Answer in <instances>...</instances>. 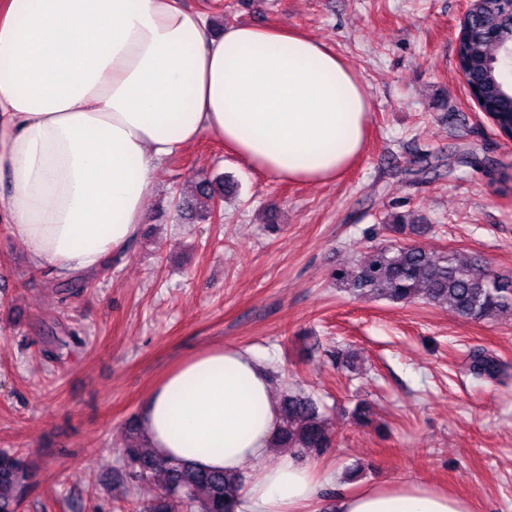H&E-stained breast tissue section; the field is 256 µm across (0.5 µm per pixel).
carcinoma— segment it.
I'll use <instances>...</instances> for the list:
<instances>
[{
    "label": "carcinoma",
    "instance_id": "cac0c4a2",
    "mask_svg": "<svg viewBox=\"0 0 512 512\" xmlns=\"http://www.w3.org/2000/svg\"><path fill=\"white\" fill-rule=\"evenodd\" d=\"M499 31L490 40L486 31ZM512 44V22L489 11L473 18L470 32L458 52L460 63L470 65L469 85L488 111H498L501 136L512 137V64L503 48ZM199 195L208 201L207 218L224 199V178H203ZM388 233L406 237L415 231L404 216L391 215ZM336 284L354 297L380 298L392 304L416 301L446 303L459 316L494 321L512 314V276L498 273L478 257L462 260L450 251H431L417 243L379 245L353 266L336 271ZM469 371L480 381H495L507 365L484 349L470 354ZM281 424L273 445L301 459L321 455L333 445L323 412L313 395L287 389L278 404ZM124 467L136 479L161 476L162 492L148 512H230L244 487L242 475L205 471L186 460L173 459L149 447L146 441L123 449ZM35 465L27 458L0 453V512H17L26 497L24 486Z\"/></svg>",
    "mask_w": 512,
    "mask_h": 512
}]
</instances>
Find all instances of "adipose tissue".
<instances>
[{
	"mask_svg": "<svg viewBox=\"0 0 512 512\" xmlns=\"http://www.w3.org/2000/svg\"><path fill=\"white\" fill-rule=\"evenodd\" d=\"M370 101L334 51L285 24L222 34L180 0H0V220L36 266L99 272L148 220L164 157L211 135L250 170L336 180L364 151ZM159 453L253 475L234 512H306L325 478L272 455L279 416L247 350L181 358L142 403ZM337 512H470L418 482L336 495Z\"/></svg>",
	"mask_w": 512,
	"mask_h": 512,
	"instance_id": "ef3b65f1",
	"label": "adipose tissue"
}]
</instances>
